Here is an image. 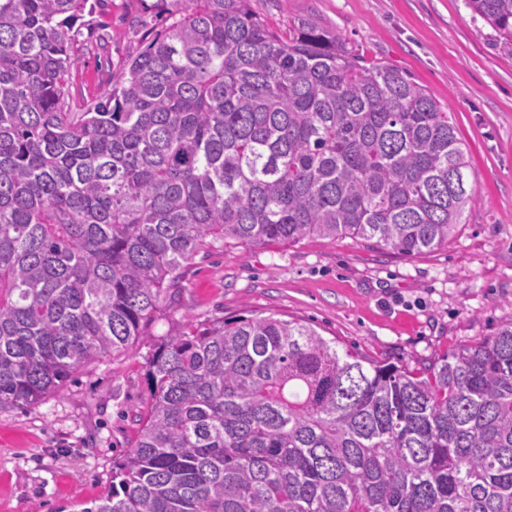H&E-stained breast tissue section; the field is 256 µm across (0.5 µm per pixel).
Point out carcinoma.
<instances>
[{
  "label": "carcinoma",
  "mask_w": 512,
  "mask_h": 512,
  "mask_svg": "<svg viewBox=\"0 0 512 512\" xmlns=\"http://www.w3.org/2000/svg\"><path fill=\"white\" fill-rule=\"evenodd\" d=\"M88 0H0V409L133 349L204 245L454 235L451 113L311 20L174 0L104 100L65 105ZM512 55V0H467ZM86 512H512V323L412 371L295 320L188 324L148 361Z\"/></svg>",
  "instance_id": "cac0c4a2"
}]
</instances>
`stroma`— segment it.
<instances>
[{"mask_svg": "<svg viewBox=\"0 0 512 512\" xmlns=\"http://www.w3.org/2000/svg\"><path fill=\"white\" fill-rule=\"evenodd\" d=\"M155 0H89L71 32L66 103L80 112L120 78L159 20ZM271 30L313 19L361 65L387 64L451 112L475 174L447 246L403 255L376 241L205 246L172 307L133 350L79 368L44 400L0 410V512H86L131 449L156 341L186 323L275 315L409 368L512 322V55L466 0H250Z\"/></svg>", "mask_w": 512, "mask_h": 512, "instance_id": "obj_1", "label": "stroma"}]
</instances>
